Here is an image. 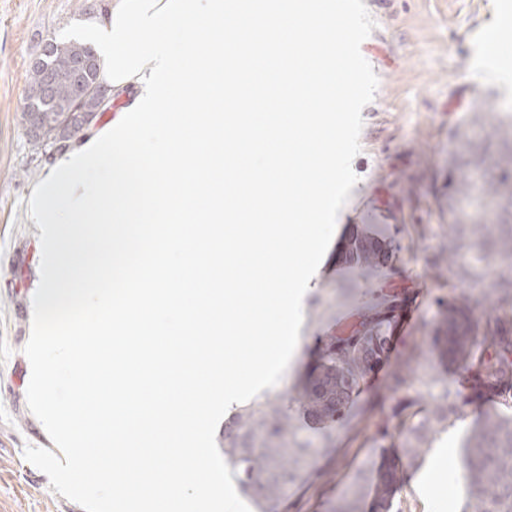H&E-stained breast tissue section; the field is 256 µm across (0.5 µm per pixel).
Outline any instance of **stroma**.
Returning a JSON list of instances; mask_svg holds the SVG:
<instances>
[{
    "instance_id": "stroma-1",
    "label": "stroma",
    "mask_w": 512,
    "mask_h": 512,
    "mask_svg": "<svg viewBox=\"0 0 512 512\" xmlns=\"http://www.w3.org/2000/svg\"><path fill=\"white\" fill-rule=\"evenodd\" d=\"M95 0H0V512H83L55 492L28 463L27 446L53 449L27 405L32 299L39 285L41 243L26 214L31 188L56 151H34L21 125L27 70L45 42L72 23L90 19ZM376 26L361 53L378 77L363 108L358 177L338 214L327 260L303 298L296 359L274 391L289 403L297 376L314 360V339L342 334L360 312L379 302L402 306L390 329L393 354L357 400L364 423L339 428L335 455L320 461L325 476L300 488L292 512H329L356 472L375 464L380 450L403 447L392 415L406 410L426 423L428 397L414 393L416 371L436 360L430 338L441 311L434 302L455 284L457 303L484 319L499 313L512 261L481 242L497 243L512 227L455 224L448 213V149L455 137L478 135L475 110L512 112V54L487 57L492 41L512 42V19L500 0H363ZM383 240L388 259L365 278L337 258L353 232ZM479 412L432 425L427 451L406 468V484L392 512H467L461 448Z\"/></svg>"
}]
</instances>
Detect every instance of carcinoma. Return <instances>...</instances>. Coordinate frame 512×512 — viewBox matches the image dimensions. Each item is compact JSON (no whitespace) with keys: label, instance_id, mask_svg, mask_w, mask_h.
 <instances>
[{"label":"carcinoma","instance_id":"1","mask_svg":"<svg viewBox=\"0 0 512 512\" xmlns=\"http://www.w3.org/2000/svg\"><path fill=\"white\" fill-rule=\"evenodd\" d=\"M48 67L31 63L24 101L43 99L47 111L41 113L43 137L30 139L40 152L55 146L63 111L74 101L71 82L76 67L82 79L98 93L99 64L91 44L78 40L55 42ZM90 110L85 120L65 128L64 141H77L97 117L94 96L83 101ZM479 138L456 140L448 153L454 174L452 194L467 203V218L493 224H512V120L505 117L486 121V113H474ZM345 262L359 277L371 275L387 258L386 248L372 235H354L348 241ZM443 318L431 337V346L442 361L448 359L477 367L467 370L466 391H457L453 400L443 393L428 421L448 420L457 403L473 398H499L505 410H487L476 420L464 448L463 470L474 502L473 512H512V302L503 314L478 321L464 306L445 298ZM397 318L396 306L377 304L360 315L357 328L346 336H322L315 351L319 371L307 372L295 387L292 401L305 425L295 426L278 397L265 395L235 412L221 437L224 460L231 466L242 493L254 501L260 512H291L290 498L298 485L312 475L318 458L325 456L336 429L357 421L354 407L359 393L368 385L376 362L385 352L386 332ZM403 458L382 457L377 484L373 486L372 512H390L393 499L402 489V460L420 458L426 451L429 429L410 432ZM367 471L343 489L330 512H360Z\"/></svg>","mask_w":512,"mask_h":512}]
</instances>
